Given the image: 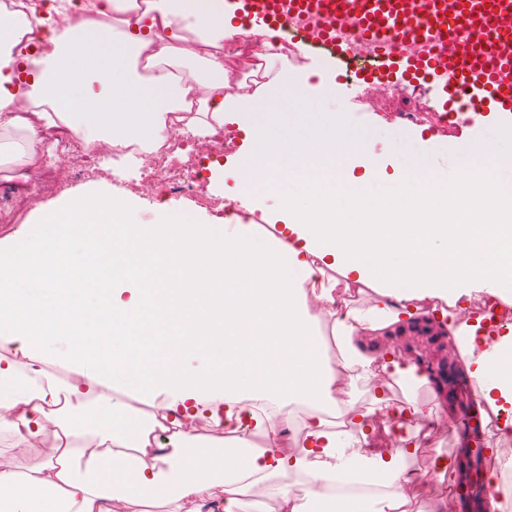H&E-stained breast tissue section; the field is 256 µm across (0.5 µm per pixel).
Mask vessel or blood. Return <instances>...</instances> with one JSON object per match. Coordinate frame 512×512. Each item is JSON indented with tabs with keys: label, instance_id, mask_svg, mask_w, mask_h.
Wrapping results in <instances>:
<instances>
[{
	"label": "vessel or blood",
	"instance_id": "1",
	"mask_svg": "<svg viewBox=\"0 0 512 512\" xmlns=\"http://www.w3.org/2000/svg\"><path fill=\"white\" fill-rule=\"evenodd\" d=\"M239 21L292 26L344 58L350 37L370 42L363 81L402 74L442 79L444 111L512 115V0H229ZM425 43L408 54L405 40Z\"/></svg>",
	"mask_w": 512,
	"mask_h": 512
}]
</instances>
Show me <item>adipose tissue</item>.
<instances>
[{
  "mask_svg": "<svg viewBox=\"0 0 512 512\" xmlns=\"http://www.w3.org/2000/svg\"><path fill=\"white\" fill-rule=\"evenodd\" d=\"M236 33L226 0H95L87 12L72 0H21L0 14V165L36 174L44 138L57 130L89 150L149 148L168 123L207 136L229 121L255 144L229 171L238 198L279 187L302 151L319 174L305 183L309 208L283 197L280 237L186 215L143 225L121 200L65 195L51 230L0 264V348L21 354L0 357V432L18 446L48 430L54 438L50 461L0 469V512H137L149 500L254 512L247 492L257 485L277 512H410L402 475L414 449L377 447L369 411L338 398L339 384L370 383L382 370L417 381L415 362L383 361L364 345L393 333L414 303L454 306L483 292L512 307V183L496 179L512 165L511 128L470 143L453 180L411 169L379 180L362 142L344 132L275 138L283 114L271 104L281 83L274 30H261L253 94L229 93L223 49ZM361 162L368 174L337 192ZM342 282L372 289L375 303H337ZM318 302L332 307L336 366L314 329ZM455 334L482 416L503 412L512 405V335L487 351L476 325ZM53 362L79 366V380L51 374ZM114 390L167 415L135 420ZM288 404L305 408L303 433L295 448L276 450L270 410ZM335 411L357 429L356 445L338 443L326 419ZM197 417L223 437H196ZM293 470L324 486L385 492L340 503L275 484Z\"/></svg>",
  "mask_w": 512,
  "mask_h": 512,
  "instance_id": "ef3b65f1",
  "label": "adipose tissue"
}]
</instances>
